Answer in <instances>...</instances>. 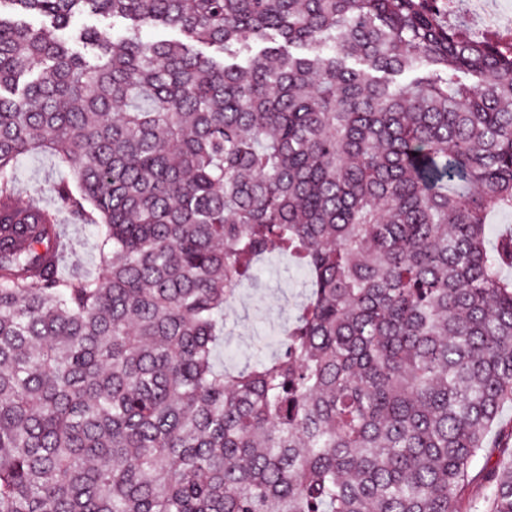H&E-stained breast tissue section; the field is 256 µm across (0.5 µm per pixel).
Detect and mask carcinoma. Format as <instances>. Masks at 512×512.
I'll use <instances>...</instances> for the list:
<instances>
[{"instance_id":"cac0c4a2","label":"carcinoma","mask_w":512,"mask_h":512,"mask_svg":"<svg viewBox=\"0 0 512 512\" xmlns=\"http://www.w3.org/2000/svg\"><path fill=\"white\" fill-rule=\"evenodd\" d=\"M440 13L0 0V512H512V461L465 495L512 404V42ZM38 153L53 208L18 202ZM274 252L310 298L219 367ZM63 175L64 172L57 167L54 158L49 154L23 158L15 170L20 197L27 199L30 194H34L39 196L45 205L56 206L57 202L51 188ZM66 241L74 248L80 259V268L84 273L98 270L97 236L93 226L65 222Z\"/></svg>"}]
</instances>
